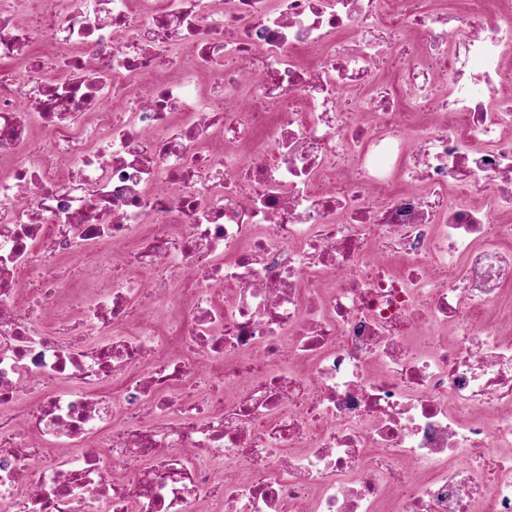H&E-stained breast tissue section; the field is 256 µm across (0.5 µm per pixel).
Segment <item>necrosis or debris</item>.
I'll list each match as a JSON object with an SVG mask.
<instances>
[{
	"label": "necrosis or debris",
	"instance_id": "4bbe7bcc",
	"mask_svg": "<svg viewBox=\"0 0 512 512\" xmlns=\"http://www.w3.org/2000/svg\"><path fill=\"white\" fill-rule=\"evenodd\" d=\"M0 0V512H512V0Z\"/></svg>",
	"mask_w": 512,
	"mask_h": 512
}]
</instances>
